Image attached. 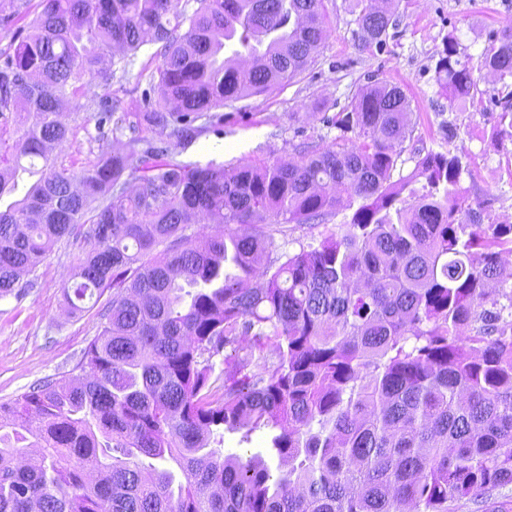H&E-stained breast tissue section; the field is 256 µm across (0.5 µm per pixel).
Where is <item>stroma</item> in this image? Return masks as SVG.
Returning a JSON list of instances; mask_svg holds the SVG:
<instances>
[{"label":"stroma","mask_w":512,"mask_h":512,"mask_svg":"<svg viewBox=\"0 0 512 512\" xmlns=\"http://www.w3.org/2000/svg\"><path fill=\"white\" fill-rule=\"evenodd\" d=\"M328 33L308 68L292 82L226 106L224 133L207 132L189 149L170 140L169 151L187 163L216 160L262 164L291 160L301 143L327 146L339 129L325 126L319 113L346 112L369 78L400 86L413 110V128L392 172L408 175L419 155L446 149L467 156L471 201L480 203L483 223L512 224V141L494 146L491 134L506 91L480 67V54L502 28L512 26V0H399L396 24L384 48L365 47L358 34L353 0H323ZM458 41V59L473 72V98L456 100L441 89L434 65L447 35ZM159 44L143 45L133 67L116 88L137 105L160 63ZM74 135L55 149L59 163L81 167L95 161L94 122L67 112ZM84 243L61 242L37 269L38 286L23 299H0V402L16 399L39 381L68 373L97 333V307L70 314L61 282L72 279Z\"/></svg>","instance_id":"35a3bbf8"}]
</instances>
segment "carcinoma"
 Instances as JSON below:
<instances>
[{
	"label": "carcinoma",
	"instance_id": "carcinoma-1",
	"mask_svg": "<svg viewBox=\"0 0 512 512\" xmlns=\"http://www.w3.org/2000/svg\"><path fill=\"white\" fill-rule=\"evenodd\" d=\"M393 2L356 0L364 44H385ZM29 27L0 52V197L39 174L0 209V298L81 237L65 302L112 300L72 373L0 403V512H450L512 485V224L481 222L449 149L392 181L401 87L375 80L320 117L349 147L230 167L169 155L307 69L323 0H40ZM149 40L157 97L131 109L112 83ZM457 45L436 81L465 100ZM480 58L512 78V27ZM71 108L96 112L99 154L79 170L49 152ZM494 139L512 141V90ZM342 206L317 246L277 252L270 225ZM201 216L223 232L186 234ZM257 431L265 452H225L224 433Z\"/></svg>",
	"mask_w": 512,
	"mask_h": 512
}]
</instances>
